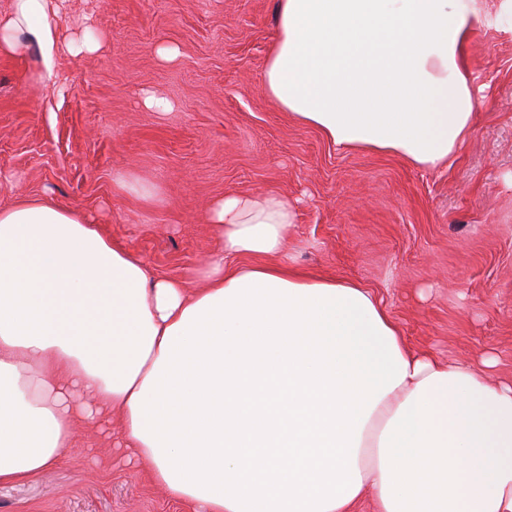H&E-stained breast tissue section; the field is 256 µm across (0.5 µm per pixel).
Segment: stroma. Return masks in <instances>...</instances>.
Wrapping results in <instances>:
<instances>
[{
	"label": "stroma",
	"mask_w": 512,
	"mask_h": 512,
	"mask_svg": "<svg viewBox=\"0 0 512 512\" xmlns=\"http://www.w3.org/2000/svg\"><path fill=\"white\" fill-rule=\"evenodd\" d=\"M53 27V53L0 51V206L54 197L159 274L190 278L216 247L214 200L285 193L295 270L359 282L415 350L450 364L491 353L512 375V15L473 33L478 117L435 169L342 151L268 101L274 0H64ZM88 33L96 51L79 48ZM162 46L178 56L161 60ZM150 95L171 110H148ZM83 441L0 483V512H192L97 434Z\"/></svg>",
	"instance_id": "stroma-1"
}]
</instances>
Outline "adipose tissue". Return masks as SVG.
I'll use <instances>...</instances> for the list:
<instances>
[{"label":"adipose tissue","instance_id":"adipose-tissue-1","mask_svg":"<svg viewBox=\"0 0 512 512\" xmlns=\"http://www.w3.org/2000/svg\"><path fill=\"white\" fill-rule=\"evenodd\" d=\"M63 0H14L0 49L55 46ZM512 0H276L267 99L347 151L448 164L479 90L475 28ZM193 281L48 196L0 206V483L119 420L194 512H512V379L415 352L360 284L294 272L288 196L228 193Z\"/></svg>","mask_w":512,"mask_h":512}]
</instances>
